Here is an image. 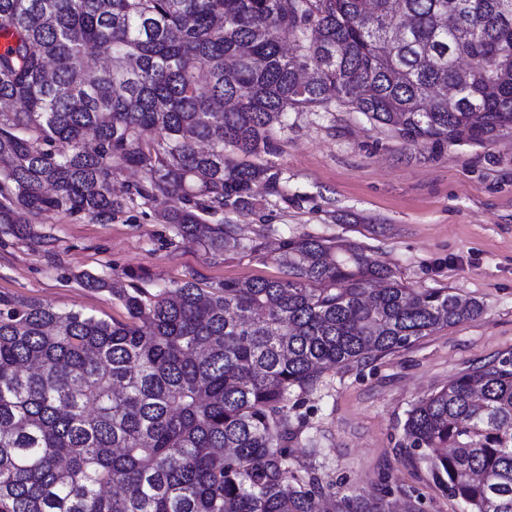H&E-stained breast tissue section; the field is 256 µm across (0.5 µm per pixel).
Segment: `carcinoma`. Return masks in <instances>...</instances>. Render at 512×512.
Masks as SVG:
<instances>
[{
	"label": "carcinoma",
	"mask_w": 512,
	"mask_h": 512,
	"mask_svg": "<svg viewBox=\"0 0 512 512\" xmlns=\"http://www.w3.org/2000/svg\"><path fill=\"white\" fill-rule=\"evenodd\" d=\"M0 233L153 206L211 255L281 172L288 112L343 108L442 148L512 134V0H0ZM291 40L287 50L283 39ZM133 168L125 195L114 180ZM283 276L152 292L94 274L123 320L0 294V512H390L296 467L288 395L483 313L412 293L363 248L287 242ZM409 449L467 512H512V360L418 400Z\"/></svg>",
	"instance_id": "carcinoma-1"
}]
</instances>
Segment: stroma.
I'll use <instances>...</instances> for the list:
<instances>
[{
	"label": "stroma",
	"instance_id": "1",
	"mask_svg": "<svg viewBox=\"0 0 512 512\" xmlns=\"http://www.w3.org/2000/svg\"><path fill=\"white\" fill-rule=\"evenodd\" d=\"M249 162L280 171L281 193L260 192L254 212L211 221L237 225L257 253L208 258L141 205L105 224L50 214L37 237L0 238V293L122 320L110 293L82 286L84 273L128 275L152 291L190 278L204 287L277 278L285 242L311 235L360 244L410 291L478 300L480 317L361 367L327 370L313 391L290 397L301 418L295 466H314L347 493L390 489L421 512H461L409 453L403 424L418 399L462 371L512 358V135L434 149L357 112H292Z\"/></svg>",
	"mask_w": 512,
	"mask_h": 512
}]
</instances>
